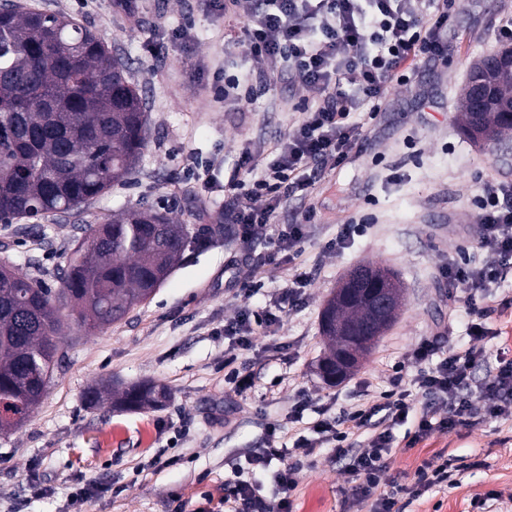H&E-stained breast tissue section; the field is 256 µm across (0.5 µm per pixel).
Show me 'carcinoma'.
<instances>
[{
    "label": "carcinoma",
    "instance_id": "obj_1",
    "mask_svg": "<svg viewBox=\"0 0 512 512\" xmlns=\"http://www.w3.org/2000/svg\"><path fill=\"white\" fill-rule=\"evenodd\" d=\"M471 71L496 86L512 104V67ZM482 126L500 142L512 118L481 114ZM145 99L126 64L93 31L72 18L0 7V222L63 216L126 181L149 144ZM67 257L60 287L0 263V432L24 421L47 392L62 362L65 329H105L146 302L186 252L211 245L220 234L194 229L170 211L127 209L82 227ZM337 318L359 329L338 336L320 322L328 352L340 344L367 352L377 336L363 303L338 308ZM155 383L89 389L92 407L120 411L156 409L168 397Z\"/></svg>",
    "mask_w": 512,
    "mask_h": 512
}]
</instances>
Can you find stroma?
<instances>
[{
    "label": "stroma",
    "instance_id": "35a3bbf8",
    "mask_svg": "<svg viewBox=\"0 0 512 512\" xmlns=\"http://www.w3.org/2000/svg\"><path fill=\"white\" fill-rule=\"evenodd\" d=\"M21 8L63 14L98 33L126 60L146 97L150 143L127 183L112 186L66 218L0 223V260L50 288L74 246L78 226L126 207L172 210L186 224L217 223L224 186L241 156L276 158L280 135L301 119L302 97L257 98L243 109L218 97L225 76L258 67L234 44V29L201 0H15ZM447 63L426 67L392 90L377 112H358L361 140L340 164L308 169L304 196L280 206L275 222L292 224L305 209L316 217L293 262L265 266L260 287L239 269L263 259L267 240L245 244L234 229L185 258L147 303L91 334L71 330L65 357L46 397L18 428L0 434V512H61L76 484L92 485L72 512H207L222 497L269 427L291 445L323 412L337 413L392 387L394 367L424 339L469 343L464 303L448 299L436 277L448 258L476 264V198L486 178L512 181L496 146L470 140L456 109L472 64L499 49L498 29L512 0H459ZM361 223L345 249L341 226ZM373 263L398 276L403 301L395 323L340 384L316 372L327 351L320 333L326 300L350 268ZM307 272L296 307L272 332L256 330L239 354L254 384L237 392L224 382V326L242 311L272 309L295 274ZM477 377L512 359V277L493 288ZM166 385L164 407L136 412L93 409L85 391L106 381ZM303 413H296V406ZM412 423L395 427L392 473L411 482L423 461L451 460L454 483L427 492L407 512H512V411L475 427L433 432L408 447ZM345 464L332 448L316 449L292 493L295 512H346Z\"/></svg>",
    "mask_w": 512,
    "mask_h": 512
}]
</instances>
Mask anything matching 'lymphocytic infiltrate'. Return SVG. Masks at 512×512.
<instances>
[{
	"label": "lymphocytic infiltrate",
	"mask_w": 512,
	"mask_h": 512,
	"mask_svg": "<svg viewBox=\"0 0 512 512\" xmlns=\"http://www.w3.org/2000/svg\"><path fill=\"white\" fill-rule=\"evenodd\" d=\"M217 15L242 22V45L260 67L242 80L225 79L224 101L239 107L274 92L276 79L288 82L289 91L314 93L302 118L280 141L278 158L262 166L258 157L245 155L224 188V221L234 225L240 241L270 238L268 262L297 255L305 231L314 221L306 211L299 223L277 235L269 229L288 194L306 189L303 171L311 166L341 163L359 139L351 116L363 102L380 105L405 72L447 59L448 30L456 14V0H205ZM477 249L490 260L480 266L448 261L439 270L455 297L471 316V341L441 351L437 339L423 340L413 351L414 389L401 377L383 402H367L334 418L313 425L314 438L297 437L291 447L276 443L268 433L263 447L247 458L252 470H273L282 492L272 501L246 480L224 487V512H292L289 494L316 448L332 445L337 457L347 459L348 480L341 492L355 512H402L400 496L414 501L433 487L450 483L447 460L436 458L420 465L409 485L399 484L390 472L395 425L413 420L411 441L434 430L472 426L512 408V360L500 363L485 378L474 369L483 351L485 301L491 288L512 275V182L485 181L479 198ZM305 274L295 275L282 290L273 309L243 312L224 333L231 339L232 356L224 360V380L236 389L251 387L253 379L237 366L235 351L249 349L254 327H278L306 287ZM424 405H417V396ZM361 431L362 441L351 433Z\"/></svg>",
	"instance_id": "lymphocytic-infiltrate-1"
}]
</instances>
